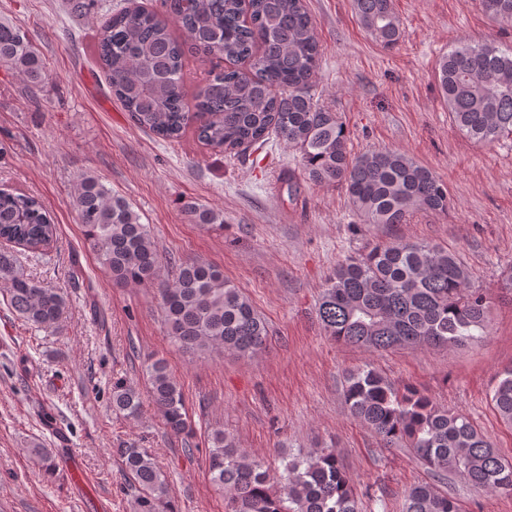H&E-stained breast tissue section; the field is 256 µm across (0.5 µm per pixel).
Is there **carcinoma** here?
<instances>
[{"label":"carcinoma","instance_id":"carcinoma-1","mask_svg":"<svg viewBox=\"0 0 512 512\" xmlns=\"http://www.w3.org/2000/svg\"><path fill=\"white\" fill-rule=\"evenodd\" d=\"M166 15L138 6L107 17L95 36V56L112 93L139 127L179 140L190 115L197 140L236 153L263 145L275 134L300 153L310 180L345 187L364 224H403L424 210L448 212V189L429 168L400 150L354 156L349 133L336 113L311 93L321 52L306 0H164ZM481 10L512 27V0H479ZM362 28L385 49L402 38L392 0H353ZM177 25L185 39L174 35ZM232 66L210 75L194 102L183 93L184 45ZM0 66L37 87L49 80L46 63L27 31L0 17ZM456 129L490 144L512 136V46L461 43L437 62L434 74ZM72 206L84 240L102 269L120 286L156 290L166 335L184 352L202 357L225 351L253 357L266 346L268 327L250 300L218 266L162 259L150 225L103 181L83 175ZM191 222L222 227L224 214L188 207ZM57 225L42 201L0 188V244L44 256ZM473 273L437 244L396 240L350 255L336 265L317 307V318L336 341L382 352L397 348L463 347L486 334L489 301L471 286ZM0 283L11 309L40 329L62 318L67 297L60 288L30 278L18 257L0 249ZM142 369L149 391L117 381L110 408L129 419L153 406L167 431L189 439L193 428L176 378L159 359ZM352 416L387 448L408 449L428 473L460 476L473 489L512 495V460L502 456L464 414L439 406L413 385L396 386L363 366L345 375ZM491 402L512 426V366L500 371ZM208 477L224 491V512H361L357 492L331 449L290 454L283 470L251 457L216 427L207 436ZM134 489V512H177L166 472L138 439L114 449ZM39 470L56 473V451L30 448ZM402 512H464L436 483L419 481L403 495Z\"/></svg>","mask_w":512,"mask_h":512}]
</instances>
